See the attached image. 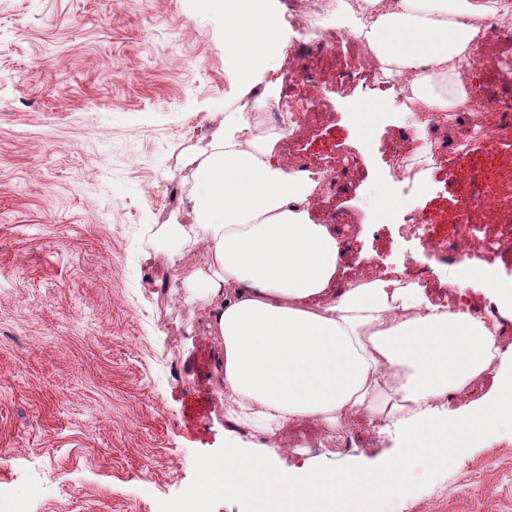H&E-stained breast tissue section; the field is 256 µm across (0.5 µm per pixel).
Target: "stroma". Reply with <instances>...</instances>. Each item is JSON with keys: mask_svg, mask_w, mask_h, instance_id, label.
Instances as JSON below:
<instances>
[{"mask_svg": "<svg viewBox=\"0 0 512 512\" xmlns=\"http://www.w3.org/2000/svg\"><path fill=\"white\" fill-rule=\"evenodd\" d=\"M472 74L484 112L449 120L434 169L396 181L402 154L423 146L417 115L360 81L337 86L340 55L293 27L278 68L306 66L296 92L312 119L284 168L355 167L334 180L315 222L348 244L343 263L397 272L440 300L457 263L425 250L444 216L471 211V231L497 236L512 210V58L488 50ZM215 0H0V490L24 512H251L248 500L192 493L229 430L219 343L207 307L180 274L194 168L236 104ZM379 106L364 147L352 112ZM499 166L495 205L472 208L448 187ZM285 466L378 468L398 434L285 429ZM412 492L378 512H512V429L451 466L417 463Z\"/></svg>", "mask_w": 512, "mask_h": 512, "instance_id": "35a3bbf8", "label": "stroma"}]
</instances>
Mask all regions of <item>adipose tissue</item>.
Returning <instances> with one entry per match:
<instances>
[{"instance_id":"ef3b65f1","label":"adipose tissue","mask_w":512,"mask_h":512,"mask_svg":"<svg viewBox=\"0 0 512 512\" xmlns=\"http://www.w3.org/2000/svg\"><path fill=\"white\" fill-rule=\"evenodd\" d=\"M339 6L356 16L355 34L382 71L406 78L410 111L429 115L464 101L477 20L512 14L505 0ZM223 8L242 105L225 116L209 151L194 156L192 221L171 232L204 249V261L183 274L199 286L220 340L229 419L264 439L246 447L231 438L223 456L200 468L255 512H374L378 498L408 494L409 463L452 465L476 440L512 428V345L501 344V322L432 303L412 281L359 278L336 290L342 240L333 225L310 218L316 181L280 167L273 142L247 117L269 100L256 86L280 48V0H224ZM453 285L493 295L512 321V284L485 264L462 262ZM487 376L489 391L469 400ZM362 417L400 427L396 459L372 470L277 466L285 427L309 421L341 431Z\"/></svg>"}]
</instances>
